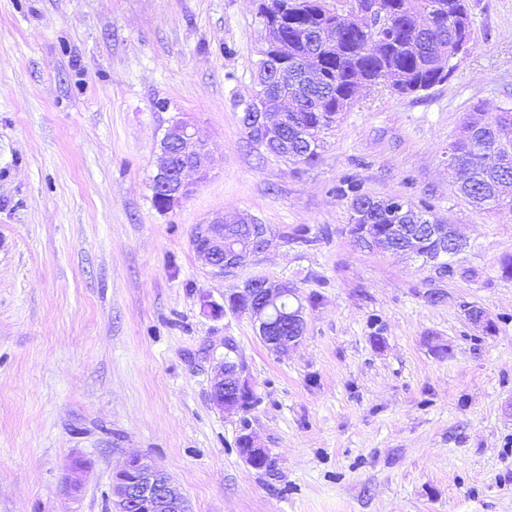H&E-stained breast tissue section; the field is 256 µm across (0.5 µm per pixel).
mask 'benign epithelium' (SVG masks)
I'll return each instance as SVG.
<instances>
[{
	"label": "benign epithelium",
	"instance_id": "1",
	"mask_svg": "<svg viewBox=\"0 0 512 512\" xmlns=\"http://www.w3.org/2000/svg\"><path fill=\"white\" fill-rule=\"evenodd\" d=\"M288 23V0H283L278 9L268 14L263 28L265 53L274 56L283 51L280 30ZM251 102L250 115L242 120L248 141L257 149L268 153L274 149H288V140L283 136L280 113L274 111L265 95V85L257 83ZM214 158L206 146L196 138L192 124L185 119H176L167 128L160 143L157 172L154 186L162 193L164 208H172L188 199L195 184L186 180V173L194 171L199 178L206 177ZM256 221L249 215H240L227 221L215 219L197 225L192 233L191 247L202 264L215 273H230L247 265L262 252L268 241L267 229L250 232L247 237H236L233 229L246 226L252 229ZM436 242L431 250L419 246V232ZM360 243L366 247L390 249L409 255L439 278L448 274L441 271L447 258H454L463 250V243L452 224H425L411 233L401 224L392 226L389 238L364 233ZM245 297L237 313L247 315L257 333L274 352H283L297 347L304 335L306 308L298 297L297 289L286 282L253 279L238 289ZM244 367L234 360L220 363L210 381V398L221 412L241 413L247 410L253 396L249 379L243 376ZM235 389L245 399L232 400L226 389ZM243 448L240 457L254 469H263L271 461L266 449L259 447L252 434L241 433ZM109 512H190L187 500L173 484L170 476L153 463L139 457L130 459L113 475L112 498Z\"/></svg>",
	"mask_w": 512,
	"mask_h": 512
}]
</instances>
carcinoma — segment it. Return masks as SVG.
Returning <instances> with one entry per match:
<instances>
[{
  "label": "carcinoma",
  "mask_w": 512,
  "mask_h": 512,
  "mask_svg": "<svg viewBox=\"0 0 512 512\" xmlns=\"http://www.w3.org/2000/svg\"><path fill=\"white\" fill-rule=\"evenodd\" d=\"M381 10L397 12L394 25L383 31L377 46L375 15L353 16L329 6L327 0H304L288 24V71L267 94L288 124L294 154H273L292 164L310 166L319 156L324 136L334 131L339 115L353 104L357 89H376L387 75L397 80L388 88L401 94L430 89L454 73V55L463 38H471L465 0H371ZM304 130L322 131L310 144L294 142ZM512 146V121L491 116L482 124L464 120L459 137L448 146V157L461 162L462 183L455 191L472 206L494 213L512 209V170L500 165L503 143ZM349 208L371 203V196L346 181L336 188ZM395 209L379 210L373 218L377 234L387 236L394 224H427L425 210L400 198Z\"/></svg>",
  "instance_id": "obj_1"
}]
</instances>
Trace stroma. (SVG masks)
<instances>
[{"mask_svg":"<svg viewBox=\"0 0 512 512\" xmlns=\"http://www.w3.org/2000/svg\"><path fill=\"white\" fill-rule=\"evenodd\" d=\"M468 4L474 42L448 82L362 94L298 167L241 122L259 0H0V512H106L133 456L191 512H512V211L471 206L448 169L473 106L512 109V0ZM178 116L216 164L161 210ZM347 178L455 225L458 274L359 246L334 192ZM240 214L268 244L214 274L193 227ZM259 277L322 296L288 353L202 306ZM227 357L254 387L248 413L210 400ZM244 429L272 470L240 458Z\"/></svg>","mask_w":512,"mask_h":512,"instance_id":"obj_1","label":"stroma"}]
</instances>
